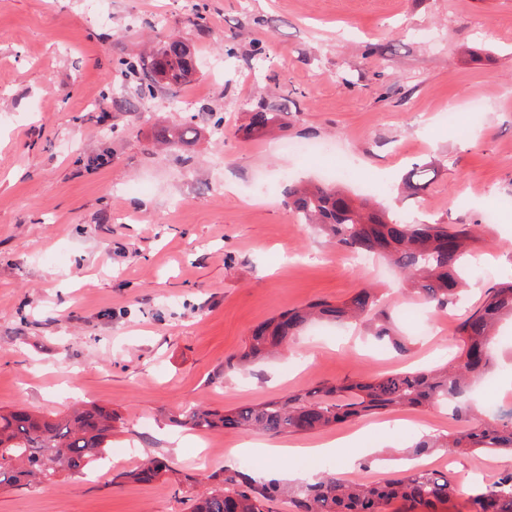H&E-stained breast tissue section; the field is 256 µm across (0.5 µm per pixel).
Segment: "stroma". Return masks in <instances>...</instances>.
<instances>
[{"instance_id": "obj_1", "label": "stroma", "mask_w": 512, "mask_h": 512, "mask_svg": "<svg viewBox=\"0 0 512 512\" xmlns=\"http://www.w3.org/2000/svg\"><path fill=\"white\" fill-rule=\"evenodd\" d=\"M166 34L190 46L195 80L116 111L113 96L136 88L118 59ZM473 101L484 105L476 118ZM261 108L278 115L271 131L249 127ZM450 108L475 122L471 137L441 120ZM183 120L192 144L159 146L157 133ZM340 152L354 161L340 182L352 197L374 178L373 202L396 217L486 224L463 302L410 316L418 302L394 269L357 265L285 206L290 183L325 181ZM416 162L437 171L419 197L401 198ZM510 198L512 0H108L102 15L89 0H0V410L96 403L117 415L102 460L52 491L1 490L0 512H191L224 467L258 477L295 466L244 453L256 434L169 419L446 363L465 311L512 278V212L486 222ZM363 288L388 298L408 353L380 345L369 324H331L249 372L226 370L258 324ZM496 345L484 388L508 411L511 321ZM462 429L447 409L405 408L274 442L357 435L371 451L357 472L333 454L315 467L374 483L406 469L398 449ZM147 456L167 472L113 484ZM426 461L460 489L445 512H466L468 489L512 469L506 453Z\"/></svg>"}]
</instances>
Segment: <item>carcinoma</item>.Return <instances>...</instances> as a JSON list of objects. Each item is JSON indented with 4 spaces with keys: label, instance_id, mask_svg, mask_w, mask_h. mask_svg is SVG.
<instances>
[{
    "label": "carcinoma",
    "instance_id": "1",
    "mask_svg": "<svg viewBox=\"0 0 512 512\" xmlns=\"http://www.w3.org/2000/svg\"><path fill=\"white\" fill-rule=\"evenodd\" d=\"M125 76L137 82L142 97L161 85L194 80L195 67L188 45L169 37L148 56L119 60ZM272 112H254L250 128L265 131L275 124ZM190 122L183 121L158 135L172 147L189 144ZM434 169L415 163L402 177V192L418 196ZM288 207L304 224L357 254H378L410 283L412 293L442 308L458 300L465 282L464 258L485 241L479 224L407 223L392 218L368 199H354L335 183L293 185ZM380 300L362 288L341 303L312 302L289 309L258 326L245 348L229 365L245 370L255 360L288 349L290 340L309 323L371 320L382 314ZM505 317L512 318V280L490 288L483 302L471 309L453 333L455 353L442 367L429 371L397 372L370 381L318 384L286 399H272L220 411L189 407L170 418L177 426L198 430L252 431L267 435L307 433L351 422L367 414L398 408L446 407L462 424L466 436H425L414 452L443 449L445 453L512 452V413H475L474 384L495 366L493 332ZM112 410L95 404L74 407L46 417L23 408L0 412V490L36 484L57 488L65 475L79 474L95 463L110 444ZM167 470L155 457L123 471L112 482H149ZM215 488L195 501L193 512H275L285 496L294 512H442L455 493L448 473L413 467L399 477L377 483H342L330 472L294 485L257 479L241 468L226 467L212 476ZM468 512H512V471L468 497Z\"/></svg>",
    "mask_w": 512,
    "mask_h": 512
}]
</instances>
